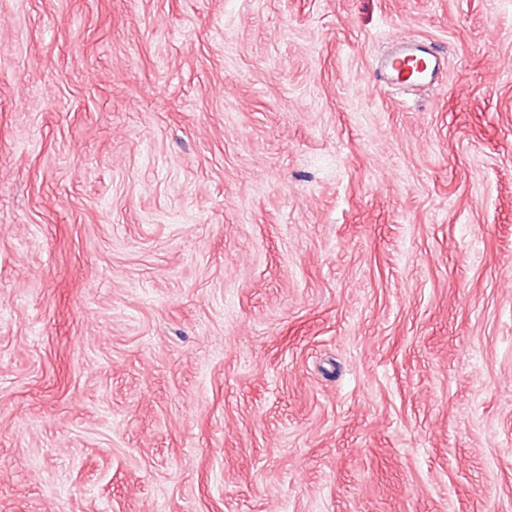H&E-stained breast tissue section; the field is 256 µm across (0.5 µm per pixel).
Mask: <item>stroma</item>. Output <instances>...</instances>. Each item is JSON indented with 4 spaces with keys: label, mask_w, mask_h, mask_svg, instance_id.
Masks as SVG:
<instances>
[{
    "label": "stroma",
    "mask_w": 512,
    "mask_h": 512,
    "mask_svg": "<svg viewBox=\"0 0 512 512\" xmlns=\"http://www.w3.org/2000/svg\"><path fill=\"white\" fill-rule=\"evenodd\" d=\"M510 267L512 0H0V512H512ZM381 67L389 72L392 81L400 76L409 77L415 71H418L417 80L431 81L438 74L441 62L427 50L415 46L402 48L387 56Z\"/></svg>",
    "instance_id": "obj_1"
}]
</instances>
